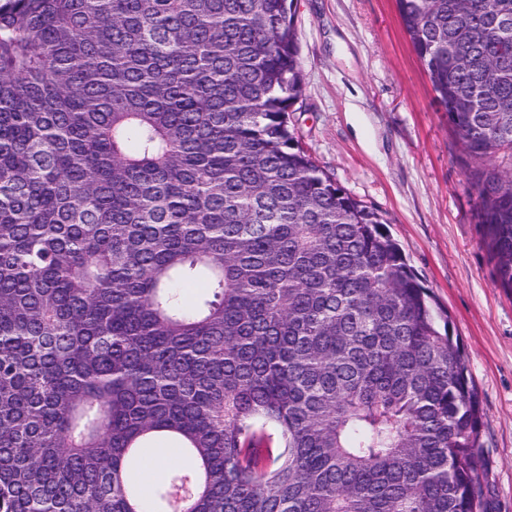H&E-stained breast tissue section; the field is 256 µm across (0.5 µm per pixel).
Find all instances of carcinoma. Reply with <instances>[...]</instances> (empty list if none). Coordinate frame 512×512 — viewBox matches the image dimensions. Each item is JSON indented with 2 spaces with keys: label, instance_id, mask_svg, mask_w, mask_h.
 Instances as JSON below:
<instances>
[{
  "label": "carcinoma",
  "instance_id": "obj_1",
  "mask_svg": "<svg viewBox=\"0 0 512 512\" xmlns=\"http://www.w3.org/2000/svg\"><path fill=\"white\" fill-rule=\"evenodd\" d=\"M396 2L462 150L512 151V0ZM303 90L294 0H0V512H487L465 349ZM178 460V454L171 449L151 448L145 455L147 482L161 478L167 468Z\"/></svg>",
  "mask_w": 512,
  "mask_h": 512
}]
</instances>
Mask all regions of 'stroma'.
<instances>
[{"label": "stroma", "instance_id": "stroma-1", "mask_svg": "<svg viewBox=\"0 0 512 512\" xmlns=\"http://www.w3.org/2000/svg\"><path fill=\"white\" fill-rule=\"evenodd\" d=\"M304 94L294 132L316 164L376 210L447 312L485 411L489 512H512V294L499 288L465 155L396 0H295Z\"/></svg>", "mask_w": 512, "mask_h": 512}]
</instances>
